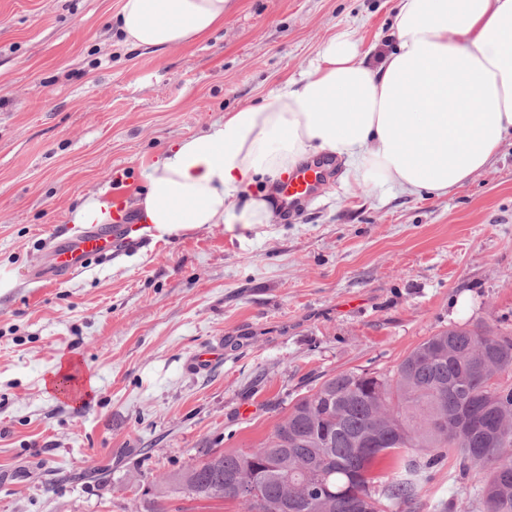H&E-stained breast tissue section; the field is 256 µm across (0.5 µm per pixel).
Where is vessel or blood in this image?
Wrapping results in <instances>:
<instances>
[{"label": "vessel or blood", "mask_w": 512, "mask_h": 512, "mask_svg": "<svg viewBox=\"0 0 512 512\" xmlns=\"http://www.w3.org/2000/svg\"><path fill=\"white\" fill-rule=\"evenodd\" d=\"M328 174L327 166L310 164L285 175L279 183L283 206L292 210L300 202L313 199ZM137 223L130 206L120 200L113 201L111 223L84 225L71 237L59 241L37 273V281L70 279L84 272L92 260L112 258L132 245L131 234Z\"/></svg>", "instance_id": "1"}]
</instances>
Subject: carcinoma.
<instances>
[{
  "mask_svg": "<svg viewBox=\"0 0 512 512\" xmlns=\"http://www.w3.org/2000/svg\"><path fill=\"white\" fill-rule=\"evenodd\" d=\"M512 336L489 326L427 338L388 372L346 371L288 409L250 451L211 449L163 493L238 500L244 512H385L415 504L452 451L485 477L481 512H512ZM394 455L384 484L372 471Z\"/></svg>",
  "mask_w": 512,
  "mask_h": 512,
  "instance_id": "carcinoma-1",
  "label": "carcinoma"
}]
</instances>
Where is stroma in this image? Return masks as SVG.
<instances>
[{
  "instance_id": "obj_1",
  "label": "stroma",
  "mask_w": 512,
  "mask_h": 512,
  "mask_svg": "<svg viewBox=\"0 0 512 512\" xmlns=\"http://www.w3.org/2000/svg\"><path fill=\"white\" fill-rule=\"evenodd\" d=\"M120 0H0V512H243L161 498L212 448L259 446L324 378L393 369L453 326L512 333V143L443 198L346 185L274 224L205 225L44 288L80 196L136 204L174 140L298 77L334 33H387L396 0H236L189 49L133 50ZM212 354L200 364L199 352ZM68 362L82 398L43 384ZM445 458L420 512H473Z\"/></svg>"
}]
</instances>
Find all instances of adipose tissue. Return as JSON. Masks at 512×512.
I'll return each mask as SVG.
<instances>
[{
	"mask_svg": "<svg viewBox=\"0 0 512 512\" xmlns=\"http://www.w3.org/2000/svg\"><path fill=\"white\" fill-rule=\"evenodd\" d=\"M233 0H121L125 44L163 51L223 27ZM512 139V0H397L387 48L353 32L300 77L171 143L142 173L150 236L273 223L272 187L305 161L342 160L344 180L448 195Z\"/></svg>",
	"mask_w": 512,
	"mask_h": 512,
	"instance_id": "adipose-tissue-1",
	"label": "adipose tissue"
}]
</instances>
